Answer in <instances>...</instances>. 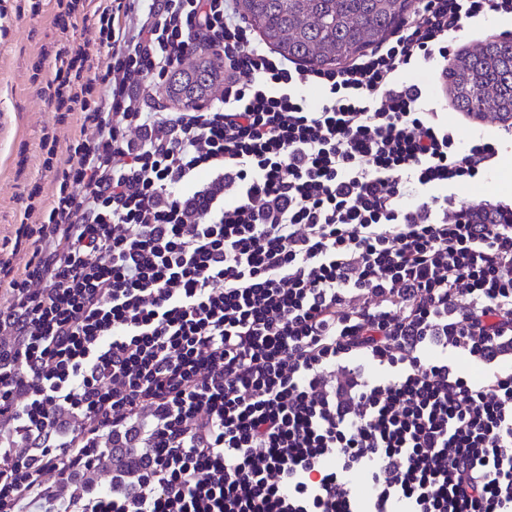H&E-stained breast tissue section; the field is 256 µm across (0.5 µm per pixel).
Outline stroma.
<instances>
[{
  "label": "stroma",
  "mask_w": 512,
  "mask_h": 512,
  "mask_svg": "<svg viewBox=\"0 0 512 512\" xmlns=\"http://www.w3.org/2000/svg\"><path fill=\"white\" fill-rule=\"evenodd\" d=\"M26 0H0L5 14L0 17V258H11L16 268H24L31 253L14 252L16 220L25 205L32 184H40L44 198H51L54 185L42 162L40 136L52 126L54 112L44 95L29 80L30 68L42 45L63 48L85 43L91 37L89 23H78L67 33L52 24L53 0H42V14L30 17L23 12ZM512 36V19L487 16L472 22L468 31L453 40L452 53H460L489 39ZM439 110L445 113L449 128L466 136H481L494 141L498 154L483 183V196L490 202L512 201V179L502 180V166L512 167V124L492 115L476 117L458 111L449 96L439 98ZM25 153V170H18V153Z\"/></svg>",
  "instance_id": "1"
}]
</instances>
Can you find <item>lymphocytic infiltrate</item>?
Listing matches in <instances>:
<instances>
[{
    "label": "lymphocytic infiltrate",
    "mask_w": 512,
    "mask_h": 512,
    "mask_svg": "<svg viewBox=\"0 0 512 512\" xmlns=\"http://www.w3.org/2000/svg\"><path fill=\"white\" fill-rule=\"evenodd\" d=\"M489 14L512 0H417L308 69L234 0H54L94 42L31 68L80 133L42 136L35 263L0 259V512H512V220L444 193L498 149L404 78ZM203 44L219 97L156 99Z\"/></svg>",
    "instance_id": "lymphocytic-infiltrate-1"
}]
</instances>
